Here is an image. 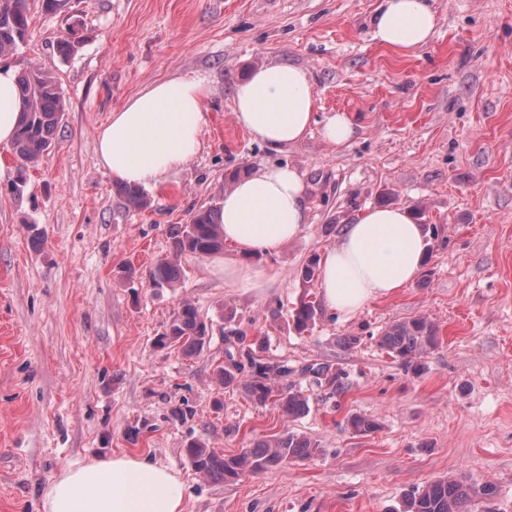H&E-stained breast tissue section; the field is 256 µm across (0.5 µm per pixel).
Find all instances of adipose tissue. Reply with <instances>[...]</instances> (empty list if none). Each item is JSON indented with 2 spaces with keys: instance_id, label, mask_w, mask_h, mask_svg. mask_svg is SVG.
I'll return each mask as SVG.
<instances>
[{
  "instance_id": "adipose-tissue-1",
  "label": "adipose tissue",
  "mask_w": 512,
  "mask_h": 512,
  "mask_svg": "<svg viewBox=\"0 0 512 512\" xmlns=\"http://www.w3.org/2000/svg\"><path fill=\"white\" fill-rule=\"evenodd\" d=\"M435 30L428 0H384L373 22L380 44L410 51L425 46ZM17 70L0 65V146L14 138L24 102ZM200 76L154 82L112 111L95 132L100 166L119 183L159 188L201 148L206 102ZM317 112L311 77L285 63L254 67L237 83L232 114L237 125L265 144L295 146L309 133ZM307 187L289 165L266 166L235 180L217 214L230 256L216 260L226 288L264 297L278 274L256 263L280 252L309 222ZM427 238L409 207H370L346 226L321 263L326 307L342 316L408 286L421 270ZM183 483L172 469L148 458L113 456L64 469L49 480L41 512H184Z\"/></svg>"
}]
</instances>
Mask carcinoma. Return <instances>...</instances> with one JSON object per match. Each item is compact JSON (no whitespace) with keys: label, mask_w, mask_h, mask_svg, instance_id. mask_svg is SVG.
<instances>
[{"label":"carcinoma","mask_w":512,"mask_h":512,"mask_svg":"<svg viewBox=\"0 0 512 512\" xmlns=\"http://www.w3.org/2000/svg\"><path fill=\"white\" fill-rule=\"evenodd\" d=\"M29 2L0 0V56L15 53L23 42L31 19ZM79 27L80 23H75L66 35L57 40L56 51L61 58H68L79 44ZM18 85L27 108L21 113L12 150L20 162L28 165L37 162L51 148L66 102L56 78L39 64L29 63L22 68ZM116 189L128 204L137 208L146 205L141 188L118 183ZM215 214L214 207L200 209L188 224L175 229L172 254L150 271V281L154 286H169L181 277L180 258L183 254L203 257L224 248V237ZM316 317L315 302L304 299L293 311V326L304 332L315 324ZM234 337L233 348L225 351L226 362L216 365L213 371L214 381L223 388L240 386L255 403H271L290 418L307 413L309 397L291 386L279 387L280 381L292 373L288 364L264 360L252 345L245 343L243 333L237 332ZM210 340L208 324L199 309L185 302L155 344L161 348L174 346L184 356L192 357L202 352ZM439 343V327L423 316L391 324L378 339L380 348L415 374L423 370V359ZM304 371L314 378L319 387L333 395L343 393L348 386L346 372L324 363L309 364ZM347 422L359 434L373 433L379 428L377 420L366 415L353 414ZM317 451L318 444L309 438L298 432L286 431L272 439H258L234 455H225L200 440H193L187 445L186 455L196 472L210 480L224 481L308 459ZM494 493L495 488L490 483L477 489L459 477L440 478L406 494L402 512H473L472 506L477 497L490 498Z\"/></svg>","instance_id":"carcinoma-1"}]
</instances>
